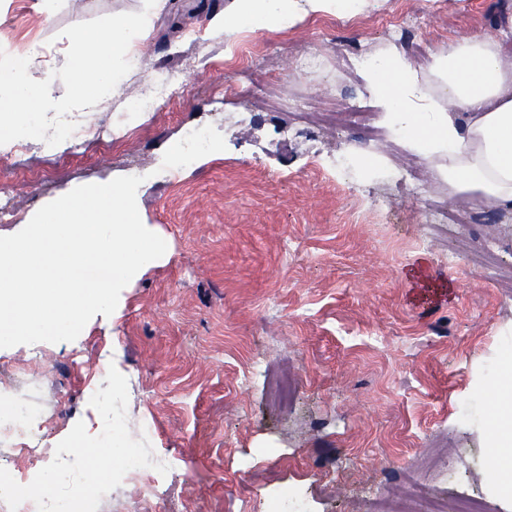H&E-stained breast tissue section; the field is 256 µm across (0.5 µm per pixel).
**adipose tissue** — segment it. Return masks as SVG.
Masks as SVG:
<instances>
[{
	"label": "adipose tissue",
	"mask_w": 512,
	"mask_h": 512,
	"mask_svg": "<svg viewBox=\"0 0 512 512\" xmlns=\"http://www.w3.org/2000/svg\"><path fill=\"white\" fill-rule=\"evenodd\" d=\"M373 0H234L216 30L238 27L274 33L319 14L354 16ZM437 95H426L416 71L395 51L377 56L362 78L383 119L403 129L407 147L435 163L452 194L512 210V61L500 40L470 36L449 44L432 62ZM121 430L74 429L67 445L90 475L106 479L128 448Z\"/></svg>",
	"instance_id": "obj_1"
}]
</instances>
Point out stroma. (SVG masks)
Segmentation results:
<instances>
[{
	"instance_id": "35a3bbf8",
	"label": "stroma",
	"mask_w": 512,
	"mask_h": 512,
	"mask_svg": "<svg viewBox=\"0 0 512 512\" xmlns=\"http://www.w3.org/2000/svg\"><path fill=\"white\" fill-rule=\"evenodd\" d=\"M36 0H0V46L39 48L30 63L51 93L66 62V27L97 17L141 12L144 0H59L45 16ZM507 0H381L345 27L324 14L288 33L245 29L214 35L210 18L231 0H160L145 63L103 100L92 128L129 120L127 103L148 93L156 70L196 57L184 92L158 118L111 152L65 164L23 182L0 164V199L28 223L39 208L75 187L127 175L129 162L161 165L183 129L214 126L226 144L138 188L141 220L162 237L168 257L120 294V308L90 323L74 346L55 343L0 351V396L22 402L33 433L0 437V472L72 470L63 443L78 425L97 426L101 405L86 393L107 359L124 378L113 419L154 423L145 447L175 455L185 470L156 484L152 512H266L273 488L303 490L310 512H349L356 499H382L407 488L428 448L452 461L434 479L446 500L481 495L486 512H512V497L493 496L486 458L496 408L491 366L512 341V288L474 273L467 260L493 242L512 268V212L441 232L430 245L424 204L392 181L351 180L327 159L345 140L297 129L285 110L249 122L225 60L241 46L261 49L288 38L320 49L317 64L297 68L281 54L253 78L256 92L282 96L370 98L338 62L357 49L399 52L423 78L433 56L472 35L494 37ZM421 10V25L400 36L382 28L400 12ZM16 224H0V236ZM456 263H449V253ZM475 416L462 423L460 403Z\"/></svg>"
}]
</instances>
